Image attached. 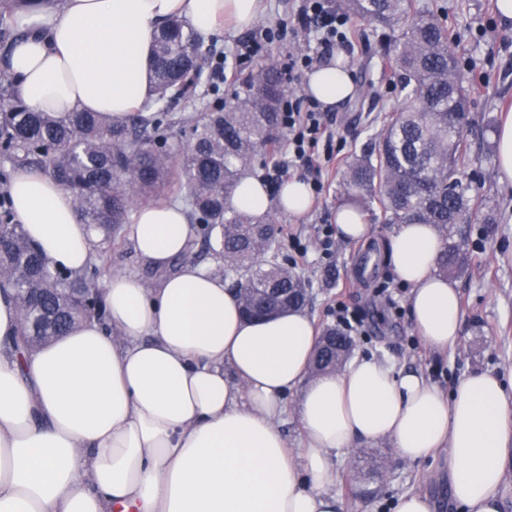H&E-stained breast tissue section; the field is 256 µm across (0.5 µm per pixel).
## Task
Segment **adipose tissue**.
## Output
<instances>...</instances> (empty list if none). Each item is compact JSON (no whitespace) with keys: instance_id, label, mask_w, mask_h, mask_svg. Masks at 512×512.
<instances>
[{"instance_id":"adipose-tissue-1","label":"adipose tissue","mask_w":512,"mask_h":512,"mask_svg":"<svg viewBox=\"0 0 512 512\" xmlns=\"http://www.w3.org/2000/svg\"><path fill=\"white\" fill-rule=\"evenodd\" d=\"M261 10L262 0H39L14 15L20 36L0 72L33 110L121 118L152 96L159 26L178 17L207 40L226 24L250 26ZM354 90L350 70L327 62L305 84L326 108ZM9 193L51 268L86 267L95 233L70 191L21 167ZM233 203L300 217L312 192L291 178L274 199L248 176ZM192 234L176 204L140 207L132 226L140 258L157 268ZM441 251L429 224L398 225L390 242L415 329L445 352L459 344L461 320L457 290L437 272ZM102 296L104 320L19 353L18 310L0 290V512H342L333 453L386 439L407 462L451 449L459 512H500L512 442L500 376L471 374L447 395L421 372L362 355L311 376L319 334L305 312L246 319L223 279L189 263L155 288L113 275ZM290 393L295 447L280 426Z\"/></svg>"}]
</instances>
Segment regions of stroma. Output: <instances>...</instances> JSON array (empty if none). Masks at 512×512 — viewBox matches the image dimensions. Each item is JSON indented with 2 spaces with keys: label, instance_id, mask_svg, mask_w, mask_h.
<instances>
[{
  "label": "stroma",
  "instance_id": "35a3bbf8",
  "mask_svg": "<svg viewBox=\"0 0 512 512\" xmlns=\"http://www.w3.org/2000/svg\"><path fill=\"white\" fill-rule=\"evenodd\" d=\"M301 0H264L262 17L243 31L224 30L202 43L209 61L231 52L238 41L258 38L269 28L291 18ZM421 10L444 14L451 29L461 35L454 52L461 69L485 75L471 95V118L466 140L472 160L467 170L471 193L498 218L494 234L472 221L458 225L449 237L467 253L469 263L452 283L459 294L462 337L458 347L441 353L426 345L409 317V288L393 271L387 254L394 225L365 216L370 235L361 242L337 240L331 255L318 242L325 227L334 225L337 209L345 205L343 174L351 155L367 145L383 128V120L397 108L399 97L384 76L389 59L387 30L359 25L345 57L356 86L373 84L374 98L357 106L347 99L327 115L344 141L341 158L328 164L324 189L308 214L301 218L273 211L281 258L287 259L311 288L307 314L318 328L335 325L332 311L345 304L362 322L353 332L356 352L376 355L396 367L415 369L445 393L470 373L491 371L512 380V182H500L496 172L495 134L512 114V29L501 27L493 0H415ZM307 246L299 256L295 244ZM113 273L134 274L158 285L162 272L145 266L132 236H125L109 253ZM449 449L434 457L408 463L399 459L390 442H364L339 451L335 463L340 478L335 491L347 512H393L396 499L408 492L427 496L434 512H457L451 503Z\"/></svg>",
  "mask_w": 512,
  "mask_h": 512
}]
</instances>
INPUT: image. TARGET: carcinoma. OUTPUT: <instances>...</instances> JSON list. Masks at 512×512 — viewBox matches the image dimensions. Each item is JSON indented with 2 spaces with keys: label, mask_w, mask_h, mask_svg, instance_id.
Returning a JSON list of instances; mask_svg holds the SVG:
<instances>
[{
  "label": "carcinoma",
  "mask_w": 512,
  "mask_h": 512,
  "mask_svg": "<svg viewBox=\"0 0 512 512\" xmlns=\"http://www.w3.org/2000/svg\"><path fill=\"white\" fill-rule=\"evenodd\" d=\"M337 8L360 23L392 31L389 48L396 62L400 106L385 118L372 147L346 166L344 194L359 213L380 211L387 224H432L446 234L476 217L496 224L492 212L479 213L463 182L470 162L465 132L470 124L468 81L459 69L446 20L432 11L411 13L412 0H338ZM179 19L154 33L151 106L126 118L105 119L93 112L56 116L35 112L7 79L0 80V154L10 169L36 166L70 191L81 221L103 248L80 274L50 268L15 217L8 191L0 192V288H9L20 312L17 349L44 345L90 317L89 304L102 300L99 282L112 275L108 246L130 223L137 201L185 193L188 214L202 227L212 254L224 263V278L235 283L241 313L267 298V288L308 284L279 262L280 244L268 214L255 216L232 203L255 148L274 140L279 104L286 87L280 69L263 62L242 78L234 103L198 108L195 87L206 58ZM183 101L188 112H172ZM190 131L183 145L177 133ZM136 164L134 178L126 174ZM267 256L265 266L255 264ZM468 264L458 246L442 249L439 267L454 273ZM328 328L313 367L327 371L351 354L353 341L335 343Z\"/></svg>",
  "instance_id": "cac0c4a2"
}]
</instances>
